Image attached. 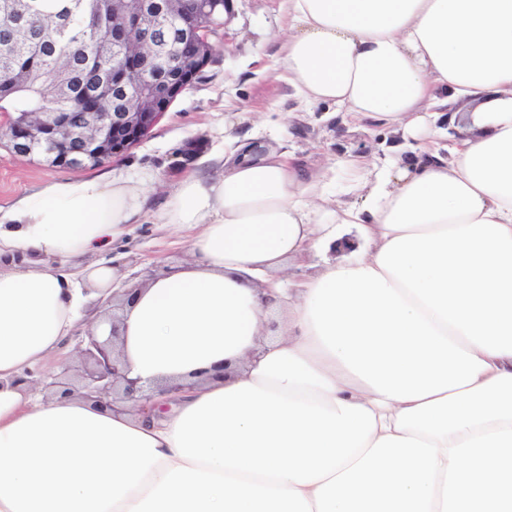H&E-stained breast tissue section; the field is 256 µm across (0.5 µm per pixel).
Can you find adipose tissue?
<instances>
[{"label": "adipose tissue", "mask_w": 512, "mask_h": 512, "mask_svg": "<svg viewBox=\"0 0 512 512\" xmlns=\"http://www.w3.org/2000/svg\"><path fill=\"white\" fill-rule=\"evenodd\" d=\"M287 2L299 103L407 139L461 101L458 136L348 200L240 143L158 206L111 170L0 208V512H512V0ZM147 213L195 235L120 312L131 376L236 374L147 416L35 396L122 277L79 258ZM340 224L346 258L282 278Z\"/></svg>", "instance_id": "obj_1"}]
</instances>
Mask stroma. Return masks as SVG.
<instances>
[{"instance_id":"1","label":"stroma","mask_w":512,"mask_h":512,"mask_svg":"<svg viewBox=\"0 0 512 512\" xmlns=\"http://www.w3.org/2000/svg\"><path fill=\"white\" fill-rule=\"evenodd\" d=\"M286 0H233L226 44L213 62L165 112L149 136L112 168L132 178L150 176L155 201H162L180 174L190 169L179 152L187 142L200 152H222L231 134L249 136L257 147L280 145L293 152L310 171L336 168L330 193L343 196L347 166L358 155L379 172L394 158L402 135L380 125L362 130L324 120L323 106L298 109L281 65L279 36L285 27ZM75 170L52 168L35 160L14 157L0 139V207L36 191L51 180L74 178ZM191 257L188 237L168 233L149 219L132 225L109 251L86 256V263L120 267L127 275L123 288L184 265Z\"/></svg>"}]
</instances>
